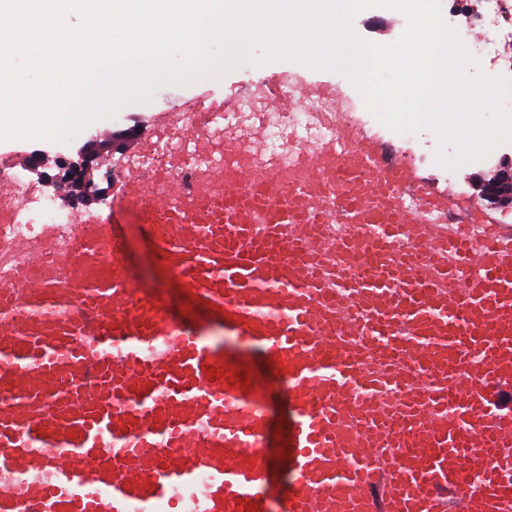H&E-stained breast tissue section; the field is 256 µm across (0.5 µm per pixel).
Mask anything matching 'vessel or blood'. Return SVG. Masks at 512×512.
Wrapping results in <instances>:
<instances>
[{"label":"vessel or blood","mask_w":512,"mask_h":512,"mask_svg":"<svg viewBox=\"0 0 512 512\" xmlns=\"http://www.w3.org/2000/svg\"><path fill=\"white\" fill-rule=\"evenodd\" d=\"M246 96L262 123L225 132L191 205L175 179L118 192L150 199L203 318L138 286L115 225L0 241L25 257L0 288V512H512V225L337 111L270 153L332 85ZM325 100L318 98L306 102L301 110L297 113L295 118L296 126L302 128L306 133L307 139L319 140L322 138L330 137L332 132L324 127H314L309 123L307 112H322L327 108Z\"/></svg>","instance_id":"obj_1"}]
</instances>
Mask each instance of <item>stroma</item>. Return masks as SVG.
Wrapping results in <instances>:
<instances>
[{
    "mask_svg": "<svg viewBox=\"0 0 512 512\" xmlns=\"http://www.w3.org/2000/svg\"><path fill=\"white\" fill-rule=\"evenodd\" d=\"M402 24V14L377 7L360 12L352 22V29L361 39L379 45H389L398 40ZM289 72L297 74L300 82L305 84L337 85L342 95L346 97L357 93L356 88L341 83L337 71L304 68L287 59L265 61L263 66L258 68L243 65L213 79L199 80L184 87L161 88L156 92L152 103L125 105L113 116L103 118L99 126L83 128L66 142L30 140L22 147L16 146L12 141L0 142V154H14L21 164L25 165L28 164L33 151H41V169L53 175L57 172L56 164L59 159L74 153L90 139L120 137L121 153H129L139 138L150 129L159 113L182 110L185 105L209 94L222 99L236 98L242 96L246 88L257 78L275 81ZM370 129L384 140L392 142L403 152L417 173L432 185L440 189L452 188L457 193L476 200L481 197L480 179L490 178L496 170L497 162L512 160V141H508L497 145L496 163L479 165L469 162L451 171L437 161L438 153L447 152L448 147L442 144L436 130H429L426 135L410 143L398 139L393 130L383 123L371 124ZM111 221L118 227L125 261L133 277L143 288L159 292L175 314L182 315L188 312L191 308L190 302L161 274L153 242L140 213L135 208L117 204L112 209Z\"/></svg>",
    "mask_w": 512,
    "mask_h": 512,
    "instance_id": "stroma-1",
    "label": "stroma"
}]
</instances>
